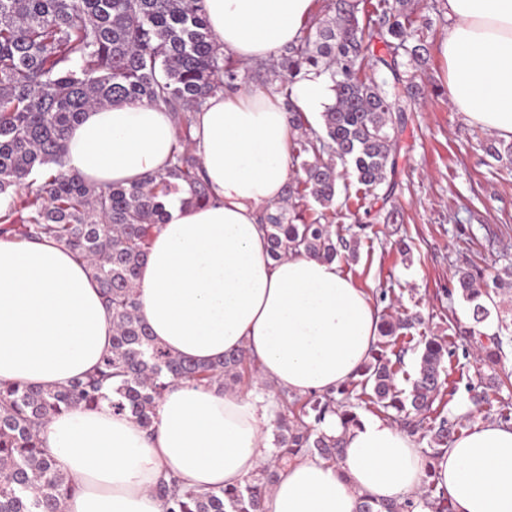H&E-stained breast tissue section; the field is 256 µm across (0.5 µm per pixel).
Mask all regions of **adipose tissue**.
<instances>
[{"instance_id":"1","label":"adipose tissue","mask_w":512,"mask_h":512,"mask_svg":"<svg viewBox=\"0 0 512 512\" xmlns=\"http://www.w3.org/2000/svg\"><path fill=\"white\" fill-rule=\"evenodd\" d=\"M313 0H204L226 53L265 59L294 42ZM448 97L473 124L512 140V0H444ZM305 115L333 101L326 76L292 86ZM210 200L174 206L143 264L140 311L155 341L199 363L243 349L265 381L307 396L340 389L371 357L379 317L338 263L304 255L273 261L260 222L289 180L291 131L280 100L216 93L193 116ZM177 140L172 113L141 101L95 108L72 127L66 170L93 186L132 185L165 171ZM112 348L100 292L70 250L52 240L0 239V382L60 386L91 373ZM271 419L252 393L178 383L164 394L154 434L109 402L54 415L45 448L77 483L64 512H164L161 474L197 490L243 487L267 460ZM340 464L304 458L279 471L265 512H356L371 496L401 502L426 484L455 512H512V428L481 421L427 460L395 425L366 419L341 429Z\"/></svg>"}]
</instances>
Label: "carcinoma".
Segmentation results:
<instances>
[{
  "mask_svg": "<svg viewBox=\"0 0 512 512\" xmlns=\"http://www.w3.org/2000/svg\"><path fill=\"white\" fill-rule=\"evenodd\" d=\"M410 5L411 0L370 5L336 0L333 19H324L332 7L325 4L311 13L298 40L270 62L244 63L214 43L203 0H0V194L10 198L0 213V236L47 237L64 244L97 283L113 330L112 350L86 376L61 386L0 383V512H64L73 484L40 439L52 415L106 399L152 432L164 392L174 383L222 390L240 377L248 359L242 349L205 365L157 344L141 317L137 292L153 229L166 222L168 207L209 200L189 113L210 95L277 81L289 125L303 131L293 154L301 175L287 182L281 203L261 216L270 258L305 254L333 262L356 256L332 225L307 212L332 208L346 174L367 194L395 170L393 147L404 112L421 92L412 83L386 89L368 76L365 40L383 43L389 59L377 62L393 72L404 57L424 60L426 45ZM310 69L331 72L335 93L321 113V133L306 129V115L291 101V85ZM133 99L185 122L170 166L131 186L95 187L63 170L67 134L85 113ZM499 288L497 282L491 289L474 274L459 272L457 290L470 304L473 325H455L452 332L478 333L491 315L483 300ZM408 326L407 319L382 315L371 359L357 380L337 392L276 393L275 451L252 482L242 489L198 492L181 489L171 475L158 486L165 512H264L277 471L290 460L338 464L344 459V435H328L321 425L333 416L345 431L359 422L355 405L342 400L356 389L364 403L401 428L429 433L428 457L442 453L455 439L448 418L435 417L433 409L445 383L447 344L435 338L425 342L417 376L403 397L387 349ZM506 340L512 342V336H494L483 345L486 366L499 364ZM419 506L454 512L447 492L432 483L417 501L362 497L357 512H415Z\"/></svg>",
  "mask_w": 512,
  "mask_h": 512,
  "instance_id": "cac0c4a2",
  "label": "carcinoma"
}]
</instances>
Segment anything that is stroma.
<instances>
[{"label": "stroma", "mask_w": 512, "mask_h": 512, "mask_svg": "<svg viewBox=\"0 0 512 512\" xmlns=\"http://www.w3.org/2000/svg\"><path fill=\"white\" fill-rule=\"evenodd\" d=\"M427 0H414L416 19L424 23L427 60L405 62L398 71L367 67L377 82L393 84L395 76L413 77L425 92L412 106L398 136L397 165L389 185L379 186L388 201L378 212L358 203V185L347 179L346 195L337 196L325 221L350 228L356 260L342 268L371 298L390 291V311L420 316L409 329L407 350L397 383L410 391L424 341L447 337L450 322L470 325V305L455 288L458 269L466 268L484 282L512 280V162L486 152L491 132L466 121L448 100L446 63L440 51L446 28L429 22ZM407 244L400 252L399 244ZM482 340H458L444 361L448 372L441 412L457 432L471 428L477 417L494 418L500 406L512 404V386L492 391L493 375L512 373V347H506L496 369L481 366Z\"/></svg>", "instance_id": "1"}]
</instances>
